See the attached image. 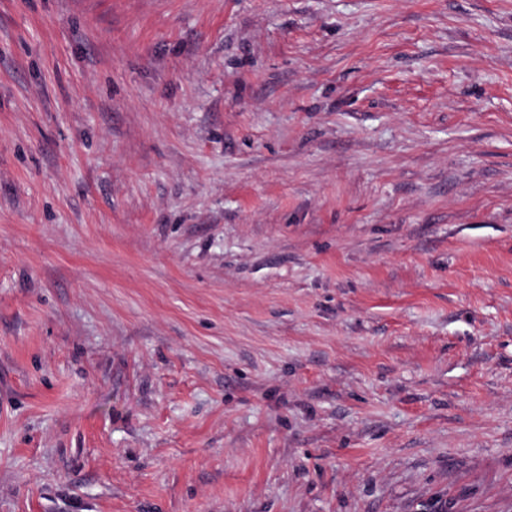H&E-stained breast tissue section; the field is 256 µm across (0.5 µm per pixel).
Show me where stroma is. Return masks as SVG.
<instances>
[{"label":"stroma","instance_id":"obj_1","mask_svg":"<svg viewBox=\"0 0 512 512\" xmlns=\"http://www.w3.org/2000/svg\"><path fill=\"white\" fill-rule=\"evenodd\" d=\"M0 512H512V0H0Z\"/></svg>","mask_w":512,"mask_h":512}]
</instances>
